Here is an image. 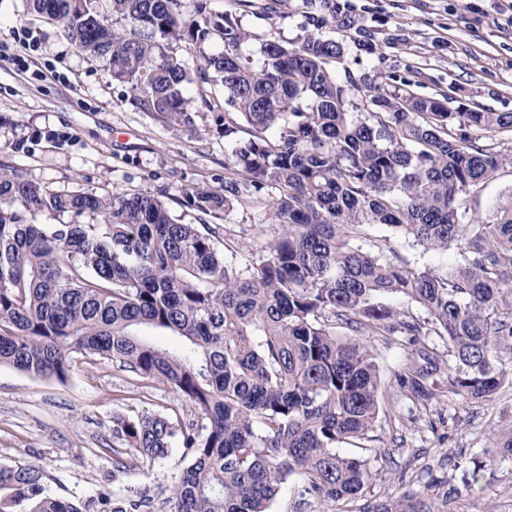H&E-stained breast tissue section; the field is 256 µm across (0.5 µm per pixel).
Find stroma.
<instances>
[{
  "instance_id": "35a3bbf8",
  "label": "stroma",
  "mask_w": 512,
  "mask_h": 512,
  "mask_svg": "<svg viewBox=\"0 0 512 512\" xmlns=\"http://www.w3.org/2000/svg\"><path fill=\"white\" fill-rule=\"evenodd\" d=\"M326 37L342 48L332 70L339 83L374 76L391 92L447 96L451 108L512 113V0H352ZM256 38L245 52L260 59L263 42L297 43L309 26L304 0H288L284 19L242 17ZM0 160L57 191L149 192L162 196L182 223L198 212L186 189L224 188L229 146L221 126L224 90L189 86L209 107L195 114V132L169 128L135 110L112 80L105 60L79 53L63 32L28 14L25 0H0ZM240 262L262 256L275 232L259 206L237 207L227 223ZM369 239L389 237L408 264L452 267L456 249L426 253L410 239L371 226ZM381 388L374 445L364 451L377 472L365 498L405 491L434 501L435 512H512V457L493 446L494 433L512 427V385L491 400L464 402L434 374L427 406L399 396L397 376L413 359L402 336L367 339ZM145 411L189 421L193 406L169 385L107 359L76 357L65 381L0 365V465H33L59 499L83 505L98 494L146 496V512H171L168 501L188 460L182 449L154 465L136 453L111 451L114 419Z\"/></svg>"
}]
</instances>
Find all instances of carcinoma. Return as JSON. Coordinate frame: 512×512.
Returning a JSON list of instances; mask_svg holds the SVG:
<instances>
[{
	"label": "carcinoma",
	"mask_w": 512,
	"mask_h": 512,
	"mask_svg": "<svg viewBox=\"0 0 512 512\" xmlns=\"http://www.w3.org/2000/svg\"><path fill=\"white\" fill-rule=\"evenodd\" d=\"M74 48L108 60L128 101L159 123L195 130L189 85L224 88V192L191 189L186 203L218 220L184 224L148 192H59L0 163V365L67 379L73 355L98 356L171 386L195 407L188 423L159 413L116 419L115 438L152 465L173 447L190 464L173 512H270L296 487L325 512H434L410 493L360 503L376 473L340 454L373 441L379 369L362 336H405L429 367L409 364L399 394L423 405L429 368L448 392L489 400L512 370V190L490 217L465 221L467 198L512 165V113L453 112L447 103L380 91L368 75L336 81L342 49L319 31L288 48H244L254 34L211 0H30ZM267 18L288 17L268 0ZM219 43L191 72L173 45ZM368 97L349 111L348 95ZM245 133L248 139H238ZM256 203L277 225L265 255L226 257L220 220ZM58 219L88 216V224ZM383 226L424 252L456 247L451 269H414L365 228ZM403 295L425 317L387 303ZM344 329L349 340L337 337ZM176 337L180 349L145 332ZM445 336L448 354L430 345ZM144 498L112 499L140 512ZM0 512H82L55 497L32 466L0 465Z\"/></svg>",
	"instance_id": "cac0c4a2"
}]
</instances>
